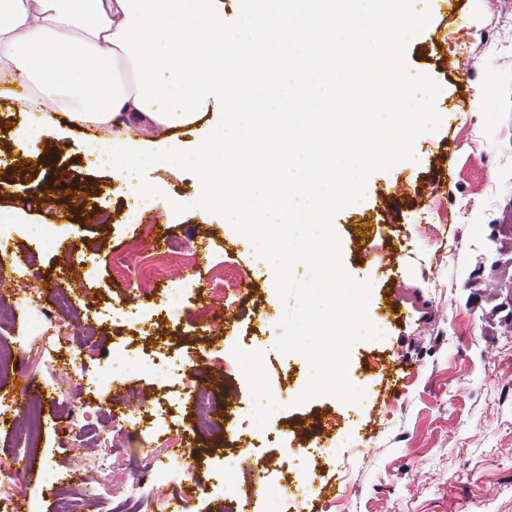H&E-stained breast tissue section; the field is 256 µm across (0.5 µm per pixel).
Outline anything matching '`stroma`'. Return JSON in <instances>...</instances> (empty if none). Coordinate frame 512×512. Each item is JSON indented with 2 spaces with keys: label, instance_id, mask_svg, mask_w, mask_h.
<instances>
[{
  "label": "stroma",
  "instance_id": "stroma-1",
  "mask_svg": "<svg viewBox=\"0 0 512 512\" xmlns=\"http://www.w3.org/2000/svg\"><path fill=\"white\" fill-rule=\"evenodd\" d=\"M428 20L397 51L395 65L423 87L391 97L384 89L337 95L340 112L424 106L430 134L415 158L373 173L362 201L333 226L353 278L372 284L368 315L381 337L357 343L349 379L359 405L321 396L295 399L309 364L276 347L285 307L271 265L222 213L187 203L198 170H144L162 193L143 211L122 182L76 146L86 131L23 143V116L0 97V213L26 227L0 244V348L23 347L19 370L0 374V402L21 399L23 377L44 393L38 422L0 415V462L25 451V486H0V512H48L63 490L81 488L106 512L121 505L133 475L154 495L136 512H512V0H426ZM282 87L302 79L294 64L315 59L312 42L287 54L262 49ZM493 97L484 115L481 103ZM166 254L167 275L126 280L121 257ZM196 252L197 267L175 255ZM185 301L163 304L171 278ZM77 299L73 314L94 325L92 340L59 335L46 321L52 297ZM231 356L187 379L156 366L161 356ZM81 356L123 396L122 412L171 411L170 440L93 446L66 435L64 414L95 395L73 374ZM224 412V435L195 432L196 388ZM267 467L238 478L243 449ZM107 468H100L101 460ZM191 469L195 489L178 476Z\"/></svg>",
  "mask_w": 512,
  "mask_h": 512
}]
</instances>
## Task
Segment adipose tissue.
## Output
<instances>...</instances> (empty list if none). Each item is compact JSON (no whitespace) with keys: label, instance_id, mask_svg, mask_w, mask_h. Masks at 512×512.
<instances>
[{"label":"adipose tissue","instance_id":"1","mask_svg":"<svg viewBox=\"0 0 512 512\" xmlns=\"http://www.w3.org/2000/svg\"><path fill=\"white\" fill-rule=\"evenodd\" d=\"M416 2L253 0L231 26L224 0H0V85L23 90L20 140L62 125L104 133V167L138 196L159 193L137 181L139 172L181 159L173 130L195 127L200 180L191 204L248 225L254 238L280 225L278 259L288 269L324 253L330 205L359 191L358 172L375 151L353 137L355 127L371 125L393 145L432 126L421 108L332 109L335 91L359 89L347 46L374 26L382 55L394 57L428 18ZM310 24L319 61L293 95L324 109L287 113L293 133L284 136L243 106L236 51L288 43ZM156 128L170 137L149 139Z\"/></svg>","mask_w":512,"mask_h":512}]
</instances>
